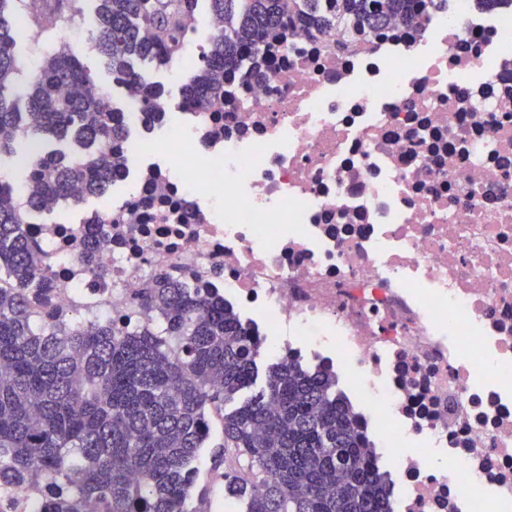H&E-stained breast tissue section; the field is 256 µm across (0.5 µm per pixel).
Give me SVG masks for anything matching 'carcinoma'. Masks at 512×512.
I'll list each match as a JSON object with an SVG mask.
<instances>
[{
  "instance_id": "cac0c4a2",
  "label": "carcinoma",
  "mask_w": 512,
  "mask_h": 512,
  "mask_svg": "<svg viewBox=\"0 0 512 512\" xmlns=\"http://www.w3.org/2000/svg\"><path fill=\"white\" fill-rule=\"evenodd\" d=\"M58 18L83 15L78 0H55ZM94 48L116 86L154 110L157 85L131 80L130 64L160 58L141 30L179 47L180 15L194 0H93ZM307 0H209L224 30L196 64L182 94L213 106L212 74L242 53L262 54L265 38ZM312 15L317 34L336 27L362 39L389 16L411 22L418 0H331ZM93 79L78 54L48 51L23 77L14 29L0 18V498L33 484L40 512H191L196 461L220 416V448L244 459L262 482L249 494L224 476V493L243 512H388L384 478L370 463L335 381L284 361L258 378L259 344L224 303L165 273L152 278L120 324H72L57 308L42 248L24 228L21 204L63 198L79 182L105 196L121 167L126 139L121 109L86 87ZM111 146V154L47 153L13 163L27 143ZM32 196L20 202L22 189Z\"/></svg>"
}]
</instances>
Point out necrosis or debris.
Wrapping results in <instances>:
<instances>
[{"mask_svg": "<svg viewBox=\"0 0 512 512\" xmlns=\"http://www.w3.org/2000/svg\"><path fill=\"white\" fill-rule=\"evenodd\" d=\"M470 2L371 40L286 16L217 106L123 113L110 199L26 222L65 312L122 319L166 272L333 371L390 512H512V4ZM185 26L174 87L208 48Z\"/></svg>", "mask_w": 512, "mask_h": 512, "instance_id": "1", "label": "necrosis or debris"}]
</instances>
